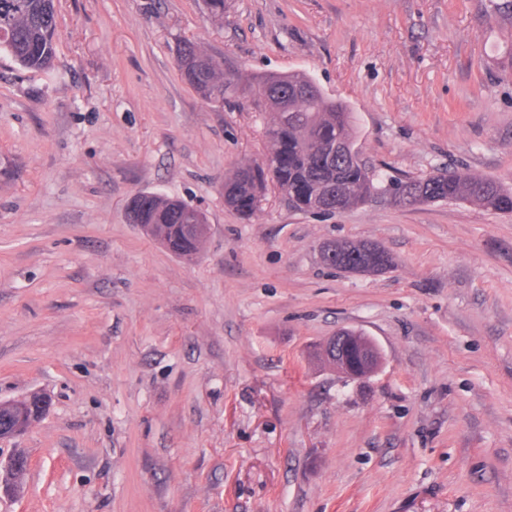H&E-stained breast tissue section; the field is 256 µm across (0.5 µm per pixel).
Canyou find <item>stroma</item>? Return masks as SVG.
<instances>
[{
  "mask_svg": "<svg viewBox=\"0 0 512 512\" xmlns=\"http://www.w3.org/2000/svg\"><path fill=\"white\" fill-rule=\"evenodd\" d=\"M48 71L0 51V401L52 395L0 460V512H512V214L376 199L334 215L224 179L268 113L204 102L190 39L251 73L309 75L383 178L456 168L512 188L507 0H55ZM139 192L211 226L175 257L128 223ZM371 241L379 274L323 265ZM349 327L382 363L317 357ZM355 336L354 330H350L346 336H330L325 342L326 357L328 363L348 378L358 379L375 373L381 365V351L376 342L369 336ZM360 337V349L354 361H352L342 349V342L350 338ZM336 345V349H335Z\"/></svg>",
  "mask_w": 512,
  "mask_h": 512,
  "instance_id": "stroma-1",
  "label": "stroma"
}]
</instances>
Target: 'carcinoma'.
<instances>
[{
  "label": "carcinoma",
  "instance_id": "obj_1",
  "mask_svg": "<svg viewBox=\"0 0 512 512\" xmlns=\"http://www.w3.org/2000/svg\"><path fill=\"white\" fill-rule=\"evenodd\" d=\"M54 0H0V48L18 65L48 70L56 58ZM184 81L204 100L222 103L251 94L271 115L262 163L244 164L224 181V205L243 217L253 216L273 183L294 209L334 214L356 208L376 194H388L403 208L438 201L476 204L492 212L512 213V190L497 182L453 171L423 179L383 180L362 160L355 161L353 113L342 101L327 97L313 79L299 73L254 75L218 61L195 42L179 47ZM132 224L154 225L152 236L185 257L199 250L205 215L181 200L139 193L129 206ZM323 262L345 272H383L391 263L372 242H333L321 252Z\"/></svg>",
  "mask_w": 512,
  "mask_h": 512
}]
</instances>
